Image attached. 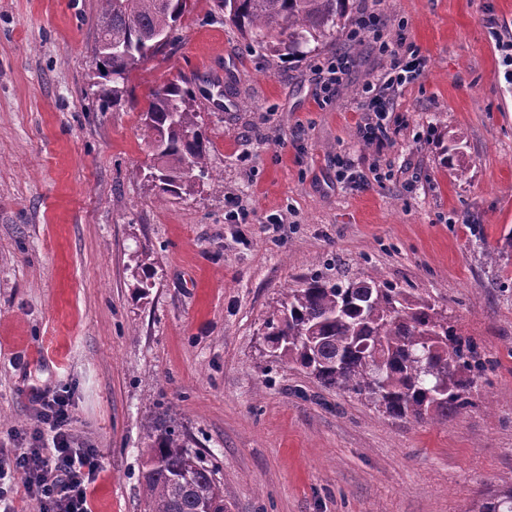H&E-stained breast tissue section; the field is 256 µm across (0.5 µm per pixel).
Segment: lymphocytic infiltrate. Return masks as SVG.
Returning a JSON list of instances; mask_svg holds the SVG:
<instances>
[{"label":"lymphocytic infiltrate","instance_id":"f902f5d3","mask_svg":"<svg viewBox=\"0 0 512 512\" xmlns=\"http://www.w3.org/2000/svg\"><path fill=\"white\" fill-rule=\"evenodd\" d=\"M365 37L372 38L379 51L391 59L379 83L361 91V107L369 116L364 136L381 142L393 110L388 90L415 81L425 61L417 49L409 46L402 50L390 42L376 12L362 13L349 32L353 41ZM72 420L71 404L64 395L41 398L26 447L0 452V503L21 491L38 502L40 512H91L88 493L98 471L97 453L92 445L74 439Z\"/></svg>","mask_w":512,"mask_h":512}]
</instances>
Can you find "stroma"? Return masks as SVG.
I'll list each match as a JSON object with an SVG mask.
<instances>
[{
	"mask_svg": "<svg viewBox=\"0 0 512 512\" xmlns=\"http://www.w3.org/2000/svg\"><path fill=\"white\" fill-rule=\"evenodd\" d=\"M364 10L425 59L380 143L360 133L390 64L371 38L280 55L189 0L103 110L98 0H0V448L41 393L66 394L98 452L93 512H144L146 429L170 408L229 512H471L512 479V0H348V21ZM340 52L357 64L327 99L313 67ZM181 79L224 185L161 201L140 116ZM340 155L363 184L337 180ZM232 197L247 223L225 220ZM142 250L157 264L138 299ZM370 270L478 345L469 411L397 420L267 362L283 289Z\"/></svg>",
	"mask_w": 512,
	"mask_h": 512,
	"instance_id": "obj_1",
	"label": "stroma"
}]
</instances>
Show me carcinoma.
Wrapping results in <instances>:
<instances>
[{
  "label": "carcinoma",
  "instance_id": "carcinoma-1",
  "mask_svg": "<svg viewBox=\"0 0 512 512\" xmlns=\"http://www.w3.org/2000/svg\"><path fill=\"white\" fill-rule=\"evenodd\" d=\"M228 19L259 46L287 55L303 53L310 40L344 24L348 0H218ZM188 0H99L95 65L112 80L104 95L118 101L121 84L144 60L164 51ZM122 50L104 55L109 43ZM192 88L169 82L149 94L140 131L153 153L146 187L181 198L205 185L223 186L210 164ZM142 273L136 287L147 295L155 259L136 255ZM270 363L301 367L328 391L356 398L383 414L416 423L439 421L473 407L482 377L477 344L457 334L448 311L429 297L396 288L377 272L336 281L314 277L286 288L265 321ZM141 485L145 512H228L217 471L190 450L172 415L148 431ZM474 512H512V481L490 492Z\"/></svg>",
  "mask_w": 512,
  "mask_h": 512
}]
</instances>
